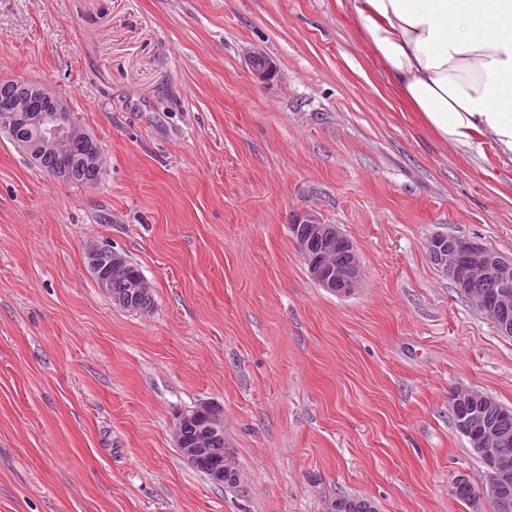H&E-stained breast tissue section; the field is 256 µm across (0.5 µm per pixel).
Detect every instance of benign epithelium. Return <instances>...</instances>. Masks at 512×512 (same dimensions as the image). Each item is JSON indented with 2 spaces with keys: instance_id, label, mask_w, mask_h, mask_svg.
<instances>
[{
  "instance_id": "benign-epithelium-1",
  "label": "benign epithelium",
  "mask_w": 512,
  "mask_h": 512,
  "mask_svg": "<svg viewBox=\"0 0 512 512\" xmlns=\"http://www.w3.org/2000/svg\"><path fill=\"white\" fill-rule=\"evenodd\" d=\"M258 60L264 61V65L253 68V75L258 81L267 82L277 67L262 53L256 50L249 52L250 63ZM0 133L6 134L16 148L38 164L44 156H53L57 167L52 174L70 182L84 183L88 172L101 177L97 141L81 126L67 99L44 82L0 79ZM303 224L312 227L327 247L346 249L348 258L345 263L334 267L313 256L300 237ZM289 230L307 263L309 274L321 287L339 295L353 291L360 278L361 261L353 244L337 225L324 224L315 214L303 211L296 214ZM428 249L431 259L460 287L469 288L474 279L482 278L489 287L496 289L495 307H486L485 298L480 295L472 296V302L487 313L498 333L503 336L512 334V326L505 319L506 312L512 307V260L469 239L453 243L435 236L431 238ZM87 258L99 288L110 290L112 270L122 266L120 256L108 247L96 246L88 251ZM201 414L207 415L209 423L215 427L223 423L222 413L210 402H201L177 412V420H189ZM461 428L477 431L473 447L492 472L490 492L495 493L499 486L511 483L512 465L505 463L503 455L496 453L495 449L511 443L512 437L486 429L473 419L463 422ZM229 460L230 454H224V462L211 468L210 477L217 485L233 488L236 479L224 471V463Z\"/></svg>"
}]
</instances>
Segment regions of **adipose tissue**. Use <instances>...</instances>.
I'll list each match as a JSON object with an SVG mask.
<instances>
[{"instance_id": "obj_1", "label": "adipose tissue", "mask_w": 512, "mask_h": 512, "mask_svg": "<svg viewBox=\"0 0 512 512\" xmlns=\"http://www.w3.org/2000/svg\"><path fill=\"white\" fill-rule=\"evenodd\" d=\"M389 82L455 148L512 156V0H353Z\"/></svg>"}]
</instances>
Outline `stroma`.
I'll list each match as a JSON object with an SVG mask.
<instances>
[{
  "label": "stroma",
  "instance_id": "obj_1",
  "mask_svg": "<svg viewBox=\"0 0 512 512\" xmlns=\"http://www.w3.org/2000/svg\"><path fill=\"white\" fill-rule=\"evenodd\" d=\"M1 77L50 82L104 171L69 182L0 134V512H495L449 404L512 409V338L428 242L512 258V162L401 102L352 0H0ZM303 211L357 250L351 293L311 278ZM92 244L137 263L150 309L98 288ZM201 402L238 488L174 444ZM328 512H377L376 504L369 498L339 495L329 501Z\"/></svg>",
  "mask_w": 512,
  "mask_h": 512
}]
</instances>
